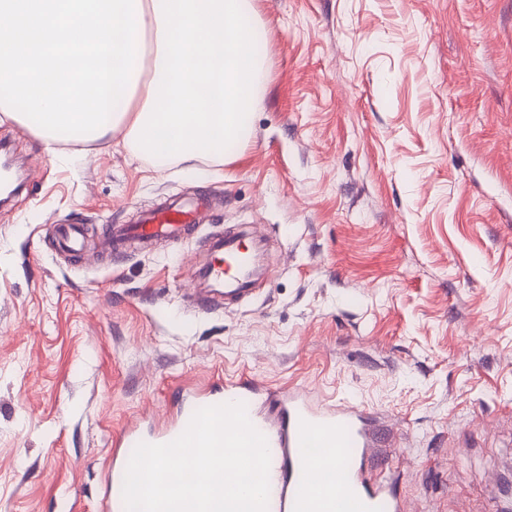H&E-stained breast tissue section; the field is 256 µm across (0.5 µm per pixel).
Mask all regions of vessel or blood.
<instances>
[{
  "label": "vessel or blood",
  "mask_w": 512,
  "mask_h": 512,
  "mask_svg": "<svg viewBox=\"0 0 512 512\" xmlns=\"http://www.w3.org/2000/svg\"><path fill=\"white\" fill-rule=\"evenodd\" d=\"M210 205L206 197L177 200L139 223L113 227L104 245L109 248L129 240L149 243L189 236ZM218 249L219 257L206 267L209 278L223 283L230 292L246 291L251 267L241 250L239 233H227ZM255 390V384L246 381L197 391L182 396L171 419L160 429L149 433L122 430L105 475L98 512H125L122 489L131 448L142 442H171L183 433L197 409L237 401L247 404L250 421L268 442V512H404L387 481L371 472L376 443L357 407L317 409L306 399L293 397L280 402L278 415L271 420L249 406V395Z\"/></svg>",
  "instance_id": "obj_1"
}]
</instances>
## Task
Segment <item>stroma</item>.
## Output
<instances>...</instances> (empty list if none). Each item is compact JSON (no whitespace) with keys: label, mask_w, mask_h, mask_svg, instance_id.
Instances as JSON below:
<instances>
[{"label":"stroma","mask_w":512,"mask_h":512,"mask_svg":"<svg viewBox=\"0 0 512 512\" xmlns=\"http://www.w3.org/2000/svg\"><path fill=\"white\" fill-rule=\"evenodd\" d=\"M267 78L217 163L154 166L118 129L48 145L0 113L28 175L0 211V512H96L116 433L183 385L254 379L353 403L409 512H494L512 482V0H255ZM190 238L74 258L166 200ZM262 235L234 310L197 307L204 244Z\"/></svg>","instance_id":"35a3bbf8"}]
</instances>
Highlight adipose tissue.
I'll use <instances>...</instances> for the list:
<instances>
[{"label":"adipose tissue","instance_id":"1","mask_svg":"<svg viewBox=\"0 0 512 512\" xmlns=\"http://www.w3.org/2000/svg\"><path fill=\"white\" fill-rule=\"evenodd\" d=\"M256 27L252 0H0V112L51 144L121 127L157 166L221 162L267 77Z\"/></svg>","mask_w":512,"mask_h":512}]
</instances>
